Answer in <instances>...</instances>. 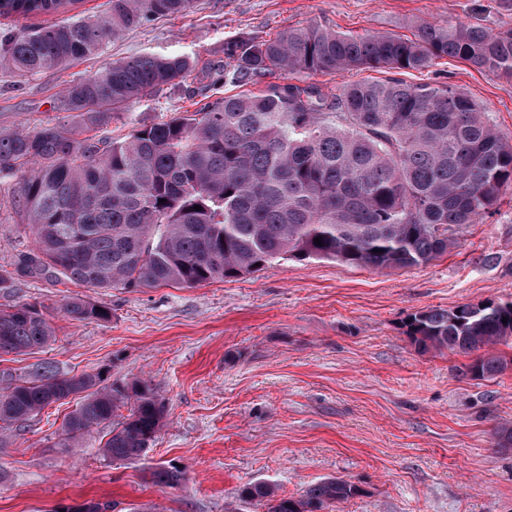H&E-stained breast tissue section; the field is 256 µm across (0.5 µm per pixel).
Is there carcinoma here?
I'll list each match as a JSON object with an SVG mask.
<instances>
[{
    "label": "carcinoma",
    "mask_w": 512,
    "mask_h": 512,
    "mask_svg": "<svg viewBox=\"0 0 512 512\" xmlns=\"http://www.w3.org/2000/svg\"><path fill=\"white\" fill-rule=\"evenodd\" d=\"M108 2L102 19L0 33V66L26 77L58 68L127 29L181 14L191 0ZM68 3L0 0V16L55 14ZM443 58L512 80V29L423 21L410 39L320 27L273 39L241 37L224 44V66L209 73L212 83L244 86L275 72L283 82L141 125L104 146L64 126L0 134V178L16 180L11 204L34 233L35 251L22 256L16 274L89 288L193 287L245 277L288 257L381 271L434 261L456 245L457 228L483 220L512 191V144L499 137L486 110L447 83L403 78ZM195 67L182 55L114 62L70 84L64 109L91 126L106 123ZM358 68L387 77L333 94L288 82L290 74ZM64 311L79 321L111 317L108 307L79 298ZM408 320L405 334L419 350L475 355L465 366L474 379L512 366V357L497 351L512 344V302L430 308ZM53 338L37 306L0 309L1 355L30 354ZM0 379L1 432L78 395L66 440L110 424L102 456L133 461L163 424V407L144 381L59 377L46 362L27 376ZM153 477L174 487L184 473L161 467ZM356 493L355 485L329 478L298 498L281 497L264 481L238 497L264 503L267 512H323Z\"/></svg>",
    "instance_id": "cac0c4a2"
}]
</instances>
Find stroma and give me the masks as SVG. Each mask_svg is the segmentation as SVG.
Wrapping results in <instances>:
<instances>
[{
  "label": "stroma",
  "instance_id": "35a3bbf8",
  "mask_svg": "<svg viewBox=\"0 0 512 512\" xmlns=\"http://www.w3.org/2000/svg\"><path fill=\"white\" fill-rule=\"evenodd\" d=\"M512 27L506 0H192L183 13L125 31L89 57L21 77L0 68V134L45 124L82 128L60 97L71 82L146 53L186 55L197 67L175 86L91 128L112 142L132 129L202 109L214 96L208 70L224 44L313 25L350 35L410 37L419 22ZM446 82L488 110L512 143V81L449 60L408 74ZM11 186L0 183V270L34 248L10 216ZM74 298L112 310L78 321ZM486 300L512 301V192L481 223L464 225L455 248L430 264L397 271L331 261L283 260L247 277L198 285L89 288L21 278L0 289V309L41 307L55 330L44 351L0 355V372L26 374L49 362L61 376L102 373L111 382L145 379L165 423L142 457L109 461V430L64 447L75 402L52 404L0 444V512H63L90 500L112 512H224L256 482L299 496L328 478L358 492L326 512H512V447L496 429L512 422V369L490 379L462 373L469 358L419 351L404 333L409 314ZM174 466V487L152 473Z\"/></svg>",
  "mask_w": 512,
  "mask_h": 512
}]
</instances>
